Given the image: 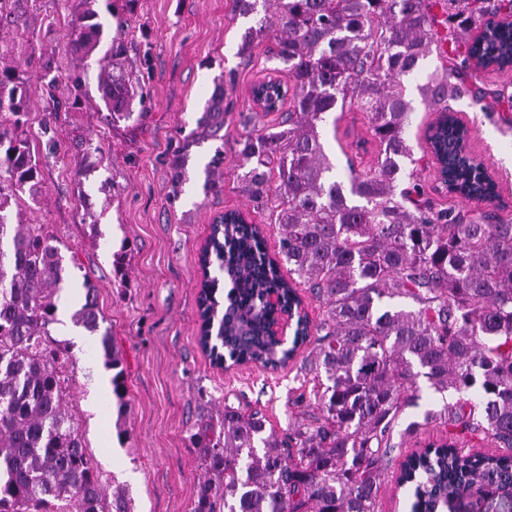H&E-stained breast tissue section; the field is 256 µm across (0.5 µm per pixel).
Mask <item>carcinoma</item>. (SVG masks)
Listing matches in <instances>:
<instances>
[{
	"label": "carcinoma",
	"instance_id": "cac0c4a2",
	"mask_svg": "<svg viewBox=\"0 0 512 512\" xmlns=\"http://www.w3.org/2000/svg\"><path fill=\"white\" fill-rule=\"evenodd\" d=\"M136 0H112V54L99 59L98 88L112 126L150 107L129 68V20ZM82 0L72 20V52L91 57L105 23ZM250 19L237 55L272 38L268 59L292 80L288 110L268 127V112L243 115L234 159L240 191L278 229L270 251L259 226L224 214L223 234L202 255L199 343L229 360L276 370L309 349L301 370L309 395L289 406L279 435L260 410L224 403L218 436L193 434L208 477L193 512H379L385 474L398 469L411 512H442L473 485L501 490L497 512H512V219L443 207L425 191L419 160L405 138L413 107L404 78L434 54L418 87L444 114L467 97L492 98L512 127V85L488 88L482 67L512 66V0H232ZM25 72L0 52V512H132L125 492L107 497L78 421L68 410L70 346L57 340L56 296L68 279L61 248L42 224L13 206L38 204L42 171L32 153ZM139 112H134V103ZM367 115L378 144L373 167L348 181L322 135L342 114ZM224 93L199 119L224 127ZM467 130L449 121L431 135L434 155L464 197L493 196L497 183L464 149ZM322 303L311 325L298 288ZM75 325L99 328L96 286L83 280ZM275 290L303 323L299 343L264 335V295ZM106 368L125 406L123 361L104 333ZM437 396L404 440L434 425L448 438L429 453L392 442L405 410L417 405L419 379ZM478 439L500 455L464 453Z\"/></svg>",
	"mask_w": 512,
	"mask_h": 512
}]
</instances>
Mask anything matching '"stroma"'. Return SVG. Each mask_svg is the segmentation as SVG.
Segmentation results:
<instances>
[{
  "label": "stroma",
  "mask_w": 512,
  "mask_h": 512,
  "mask_svg": "<svg viewBox=\"0 0 512 512\" xmlns=\"http://www.w3.org/2000/svg\"><path fill=\"white\" fill-rule=\"evenodd\" d=\"M80 8L81 0H15L11 14L0 18V47L24 63L29 138L42 169L40 203L25 218L46 225L79 261L69 271L71 287L59 294L54 336L71 347L69 409L105 489L122 486L134 512H193L206 478L192 439L195 426L218 422L230 402L263 411L284 430L288 403L302 391L296 366L275 373L248 366L224 371L197 341L198 256L213 216L240 210L263 225L269 241L277 239L274 225L239 191L231 151L243 132L239 112L251 104L253 85L272 74L284 81L288 74L274 71L266 45L255 48L252 62L237 56L248 22L233 15L231 0H137L130 23L150 71L151 110L142 122L114 127L101 114L96 58L87 61L78 108L68 106L64 80L54 93L44 87L45 69L64 77L79 64L69 31ZM437 64L428 57L405 80L413 106L405 136L418 157L428 151L425 132L436 115L417 87ZM219 87L234 111L216 136L187 142ZM452 108L468 126L469 149L498 182L500 197L490 203L439 190L432 162L420 173L422 183L442 206L474 214L494 209L512 218V130L469 99ZM51 111L57 118L48 125L44 117ZM85 142L93 152H83ZM179 151L185 154L183 184L174 201L169 160ZM327 151L337 178H346L352 166L368 168L378 147L365 115L346 113ZM219 152V188L208 192L204 169ZM119 257L127 272L122 280L114 275ZM87 279L97 288L102 318L96 334L71 320L84 302ZM103 331L126 366L123 414L113 395L100 393L112 376L98 352Z\"/></svg>",
  "instance_id": "35a3bbf8"
}]
</instances>
